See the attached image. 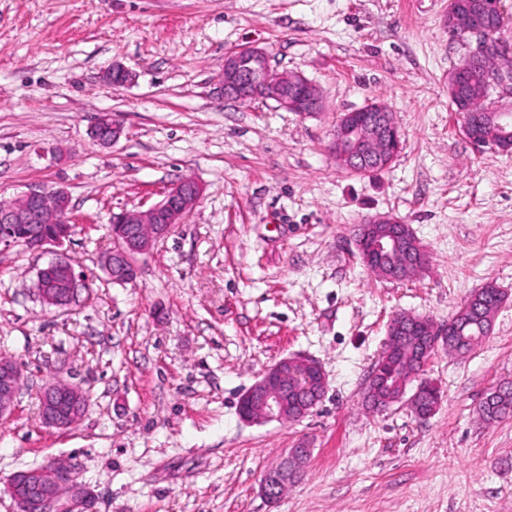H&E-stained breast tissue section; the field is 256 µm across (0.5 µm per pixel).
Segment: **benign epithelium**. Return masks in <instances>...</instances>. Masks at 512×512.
<instances>
[{"instance_id": "obj_1", "label": "benign epithelium", "mask_w": 512, "mask_h": 512, "mask_svg": "<svg viewBox=\"0 0 512 512\" xmlns=\"http://www.w3.org/2000/svg\"><path fill=\"white\" fill-rule=\"evenodd\" d=\"M502 0L484 6L480 20L469 22L463 15L448 11V28L463 31L468 51L467 65L456 68L449 85L457 88L472 61L486 51L488 26H503ZM134 72L114 64L107 79L115 87H125L135 81ZM485 91L497 94V104L488 110L479 107L472 98L457 105L464 113L463 131L477 147L500 145L501 137L512 126V65L502 64L485 75ZM221 91L225 99L247 104L256 100L272 101L287 112L310 115L324 108L319 88L303 74L279 70L271 65L269 54L262 48L247 46L224 57ZM389 110L381 102L343 113L337 123L331 151L336 162L352 173L372 166L389 165L401 149L398 126L388 117ZM125 135V127L117 115L101 114L90 129L91 138L108 147ZM203 193L202 185L186 177L174 185L162 200L146 209H124L112 215V250L102 256L101 265L117 285L135 281V259L148 253L154 244L171 234L183 223L197 205ZM70 198L63 189L43 186L29 188L10 206L0 209V224H49L53 232H33L23 237L21 245L30 251H43L61 246L72 234L69 220ZM357 250L368 265L385 271L388 279H401L416 274L427 266L424 249L419 245L411 227L393 214L377 215L363 224V233L356 239ZM36 292L50 307L68 309L78 300L81 291L88 289L87 280L75 270L69 256L55 252V258L37 272ZM401 322H412L429 336L427 353L432 355L439 339L448 335V327L439 326L425 317L407 314L396 316ZM326 382L320 365L312 360H280L246 389L240 398L241 419L248 422L300 419L307 414L305 402L313 379ZM22 380V368L11 358L0 357V418L12 411ZM298 396L295 406L288 405V390ZM87 397L73 385H51L43 391L40 414L48 429L70 428L82 415ZM310 456L308 448H292L282 461L268 468L259 483L261 493L275 502L280 491L298 478ZM8 493L18 505L19 512H74L87 508L85 488L65 467L46 466L21 471L13 476Z\"/></svg>"}]
</instances>
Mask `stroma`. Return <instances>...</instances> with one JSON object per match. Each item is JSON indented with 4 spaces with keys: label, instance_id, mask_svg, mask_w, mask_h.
<instances>
[{
    "label": "stroma",
    "instance_id": "35a3bbf8",
    "mask_svg": "<svg viewBox=\"0 0 512 512\" xmlns=\"http://www.w3.org/2000/svg\"><path fill=\"white\" fill-rule=\"evenodd\" d=\"M447 13L448 0H0V200L66 190L64 249L91 288L45 308L33 288L50 254L0 247V356L23 369L0 418V512H18L17 472L49 464L76 473L92 512H512V418L478 413L512 382V152L462 131L448 74L465 48ZM245 45L315 82L323 111L224 100V57ZM115 62L133 85L105 83ZM374 101L401 150L357 175L330 146L337 118ZM103 112L127 133L106 148L89 137ZM187 176L199 203L138 256L134 283L112 284L113 214ZM383 213L429 256L407 280L358 254L359 226ZM489 283L508 296L491 334L423 368L435 414L363 404L395 315L447 323ZM287 357L322 366L323 401L298 421H243V391ZM58 381L88 395L65 431L39 410ZM292 448L311 451L304 474L269 502L261 475Z\"/></svg>",
    "mask_w": 512,
    "mask_h": 512
}]
</instances>
